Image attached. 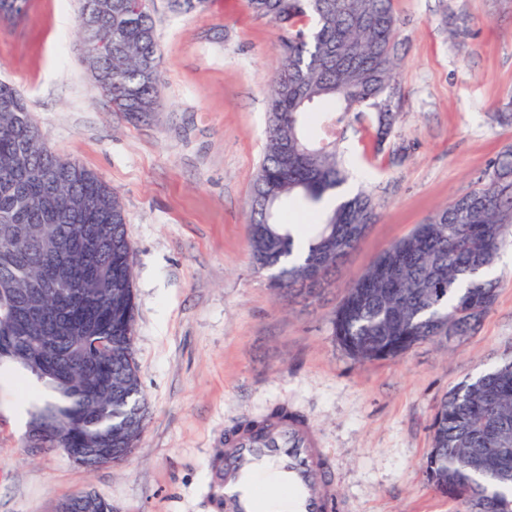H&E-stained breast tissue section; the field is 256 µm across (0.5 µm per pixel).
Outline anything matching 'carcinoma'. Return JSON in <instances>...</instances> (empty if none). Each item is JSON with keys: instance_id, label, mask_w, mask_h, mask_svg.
<instances>
[{"instance_id": "cac0c4a2", "label": "carcinoma", "mask_w": 512, "mask_h": 512, "mask_svg": "<svg viewBox=\"0 0 512 512\" xmlns=\"http://www.w3.org/2000/svg\"><path fill=\"white\" fill-rule=\"evenodd\" d=\"M258 18L281 31L279 69L268 100L267 148L252 185L248 248L251 263L271 286L288 291L314 284L357 248L375 219L371 195H341L349 162L332 142H313L305 115L321 101L333 127L349 112L370 106L385 139L398 117L397 19L392 0H247ZM112 41L101 68L112 76V102L133 117L158 110L160 54L148 8L128 0L88 19ZM43 138L18 91L0 83V362L9 361L54 392L58 401L29 411L30 447H55V434L32 429L41 421L75 423L73 448L106 458L132 454L144 429L146 399L134 357L135 293L131 244L121 198L79 166L56 175L58 157L41 151ZM28 152L47 171L36 182L14 162ZM52 194L49 209L44 197ZM85 200L77 213L71 198ZM297 198L314 208L311 224H282L278 207ZM512 227V146L484 174L480 186L439 208L391 245L347 288L331 317L339 346L358 361L394 360L415 345L442 336H467L492 309L497 283L485 276L499 259ZM83 236L111 240L94 265L79 273L71 294L54 287L59 242ZM103 328L108 355L98 357L96 336L73 326ZM495 406L506 456H484L495 444L483 430L485 393ZM299 418L284 407L240 427L261 429ZM428 480L442 493L479 512H512V356L448 391L435 415L425 462Z\"/></svg>"}]
</instances>
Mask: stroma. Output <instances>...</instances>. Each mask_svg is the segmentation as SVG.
I'll use <instances>...</instances> for the list:
<instances>
[{"label":"stroma","mask_w":512,"mask_h":512,"mask_svg":"<svg viewBox=\"0 0 512 512\" xmlns=\"http://www.w3.org/2000/svg\"><path fill=\"white\" fill-rule=\"evenodd\" d=\"M400 118L383 145L373 112L340 142L350 190L373 196L361 245L313 291L281 295L248 251L279 31L247 0L171 10L151 0L161 51L157 112L115 111L83 61L78 0H28L0 20V80L25 96L48 148L117 192L132 245L135 358L146 399L138 448L88 472L29 447L27 382L0 367V512H56L90 489L112 512H221L224 434L272 408L297 412L331 465L341 512H460L427 480L436 408L512 353V245L497 299L471 335L357 361L332 334L345 289L385 249L470 192L512 145V0H393ZM67 24H60V16Z\"/></svg>","instance_id":"1"}]
</instances>
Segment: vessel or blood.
<instances>
[{"mask_svg": "<svg viewBox=\"0 0 512 512\" xmlns=\"http://www.w3.org/2000/svg\"><path fill=\"white\" fill-rule=\"evenodd\" d=\"M267 466L279 471L287 490L283 512H330L336 492L325 456L309 427L293 420L260 437L248 433L228 441L219 484L224 512H261L256 477Z\"/></svg>", "mask_w": 512, "mask_h": 512, "instance_id": "vessel-or-blood-1", "label": "vessel or blood"}]
</instances>
